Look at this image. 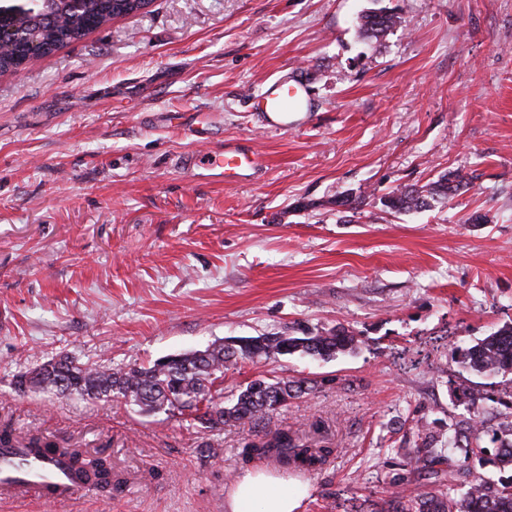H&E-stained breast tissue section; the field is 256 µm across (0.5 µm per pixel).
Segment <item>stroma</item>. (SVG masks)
Here are the masks:
<instances>
[{
    "label": "stroma",
    "mask_w": 512,
    "mask_h": 512,
    "mask_svg": "<svg viewBox=\"0 0 512 512\" xmlns=\"http://www.w3.org/2000/svg\"><path fill=\"white\" fill-rule=\"evenodd\" d=\"M406 23L364 39L359 13ZM301 76L306 127L263 129L251 103ZM249 145L248 180L194 177L187 155ZM463 168L452 200L395 213L386 196ZM363 194L341 212L336 199ZM483 215L471 223L472 215ZM512 323V0H153L0 76V427L106 448L111 493L0 512H227L235 483H303L300 512H379L419 417L445 425L470 388L487 425L512 374L459 349ZM349 327L359 348L225 370L317 381L259 421L202 431L124 399L16 393L60 355L148 363L290 327ZM319 427L322 469L246 460L278 432Z\"/></svg>",
    "instance_id": "35a3bbf8"
}]
</instances>
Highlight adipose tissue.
Masks as SVG:
<instances>
[{
    "instance_id": "adipose-tissue-1",
    "label": "adipose tissue",
    "mask_w": 512,
    "mask_h": 512,
    "mask_svg": "<svg viewBox=\"0 0 512 512\" xmlns=\"http://www.w3.org/2000/svg\"><path fill=\"white\" fill-rule=\"evenodd\" d=\"M306 489L262 472L242 477L232 496L231 512H298Z\"/></svg>"
}]
</instances>
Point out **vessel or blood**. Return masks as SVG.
Wrapping results in <instances>:
<instances>
[{
    "label": "vessel or blood",
    "mask_w": 512,
    "mask_h": 512,
    "mask_svg": "<svg viewBox=\"0 0 512 512\" xmlns=\"http://www.w3.org/2000/svg\"><path fill=\"white\" fill-rule=\"evenodd\" d=\"M311 109L306 86L296 78L273 80L257 103L262 125L270 132L292 129L295 113ZM187 162L190 170L202 169L221 180L248 178L264 165L260 155L244 145L228 146L221 152H200L188 157ZM13 455L9 448L0 452V490L52 501L72 498L78 492L79 486L71 480L65 465L46 468L32 458L24 470L15 471L6 464Z\"/></svg>",
    "instance_id": "1"
}]
</instances>
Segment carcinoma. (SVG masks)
<instances>
[{"label": "carcinoma", "mask_w": 512, "mask_h": 512, "mask_svg": "<svg viewBox=\"0 0 512 512\" xmlns=\"http://www.w3.org/2000/svg\"><path fill=\"white\" fill-rule=\"evenodd\" d=\"M3 6L0 22L4 28L36 38L47 55L82 39L93 26L101 28L140 9L139 0H81L78 8L66 0H53L47 13L40 5H18L10 0ZM403 23L401 14L386 10L364 11L357 19L361 35L375 40ZM24 54L25 43L17 40L7 44L0 50V73L17 68ZM470 181L469 173L452 170L425 186L413 185L392 193L383 205L398 213L425 210L438 200L454 197ZM358 346V336L344 327L316 333L290 327L281 333L240 337L230 345L219 343L203 351L157 359L147 366H85L66 355L41 364L38 378L28 372L18 375L15 389L106 400L121 397L143 411L177 412L202 429L214 430L230 422L263 418L318 385L306 379L260 377L226 401L220 389L225 368L240 361L297 352L329 359L353 352ZM458 363L480 374L512 372V324L460 350ZM414 429L419 443L401 449L404 467L410 474L428 475L440 490L408 493L402 488L403 480L395 478L396 490L379 512H512V473L496 480L479 476L464 487L457 473L443 468L451 457L458 456L481 467L492 465L501 473L512 469V420L489 427L473 409L449 425L446 435L421 418L415 420ZM2 447L26 448L44 459L61 458L76 482L93 490L112 491V462L102 453L91 459L81 448L61 447L34 431L16 435L7 427L0 429ZM333 452L332 448H313L299 435L288 432L245 448L248 456L271 457L284 466L306 471L317 470Z\"/></svg>", "instance_id": "carcinoma-1"}]
</instances>
